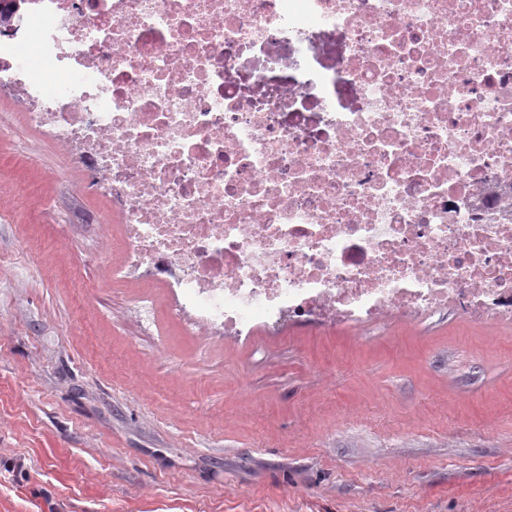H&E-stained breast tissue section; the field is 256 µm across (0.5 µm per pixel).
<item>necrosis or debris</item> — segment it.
I'll return each instance as SVG.
<instances>
[{
	"label": "necrosis or debris",
	"mask_w": 512,
	"mask_h": 512,
	"mask_svg": "<svg viewBox=\"0 0 512 512\" xmlns=\"http://www.w3.org/2000/svg\"><path fill=\"white\" fill-rule=\"evenodd\" d=\"M12 24L0 89L111 201L118 278L186 324H512V0H25Z\"/></svg>",
	"instance_id": "necrosis-or-debris-1"
}]
</instances>
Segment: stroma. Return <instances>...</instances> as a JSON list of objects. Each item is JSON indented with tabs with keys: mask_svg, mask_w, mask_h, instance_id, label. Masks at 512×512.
Returning <instances> with one entry per match:
<instances>
[{
	"mask_svg": "<svg viewBox=\"0 0 512 512\" xmlns=\"http://www.w3.org/2000/svg\"><path fill=\"white\" fill-rule=\"evenodd\" d=\"M0 94V512H512V325L205 336Z\"/></svg>",
	"mask_w": 512,
	"mask_h": 512,
	"instance_id": "obj_1",
	"label": "stroma"
}]
</instances>
